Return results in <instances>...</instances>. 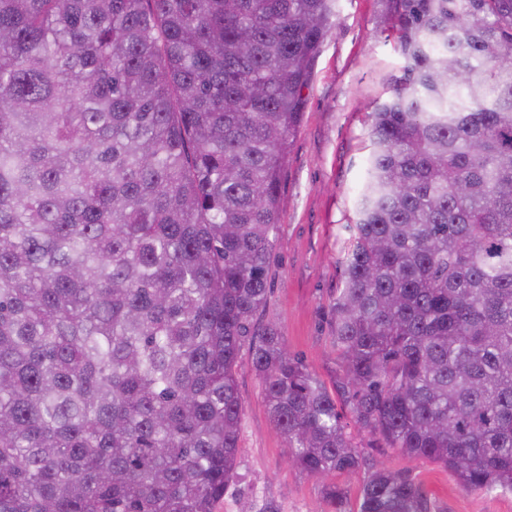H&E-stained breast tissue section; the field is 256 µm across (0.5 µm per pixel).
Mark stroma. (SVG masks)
Returning <instances> with one entry per match:
<instances>
[{"mask_svg":"<svg viewBox=\"0 0 512 512\" xmlns=\"http://www.w3.org/2000/svg\"><path fill=\"white\" fill-rule=\"evenodd\" d=\"M389 10V0H337L281 182L285 210L262 319L276 322L289 351L327 383L337 369L329 309L371 151L369 114L392 96L406 64L387 29ZM236 379L237 478L217 512H332L320 481L289 465L287 441L272 424L248 350L240 352ZM350 432L361 452L420 482L436 512H512V494L465 490L442 466L380 447L377 436L358 427Z\"/></svg>","mask_w":512,"mask_h":512,"instance_id":"stroma-1","label":"stroma"}]
</instances>
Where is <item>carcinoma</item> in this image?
Returning a JSON list of instances; mask_svg holds the SVG:
<instances>
[{"mask_svg":"<svg viewBox=\"0 0 512 512\" xmlns=\"http://www.w3.org/2000/svg\"><path fill=\"white\" fill-rule=\"evenodd\" d=\"M389 2L329 387L250 336L335 0H0V512H216L247 343L303 473L349 416L512 492V0ZM357 512L434 510L376 463Z\"/></svg>","mask_w":512,"mask_h":512,"instance_id":"1","label":"carcinoma"}]
</instances>
